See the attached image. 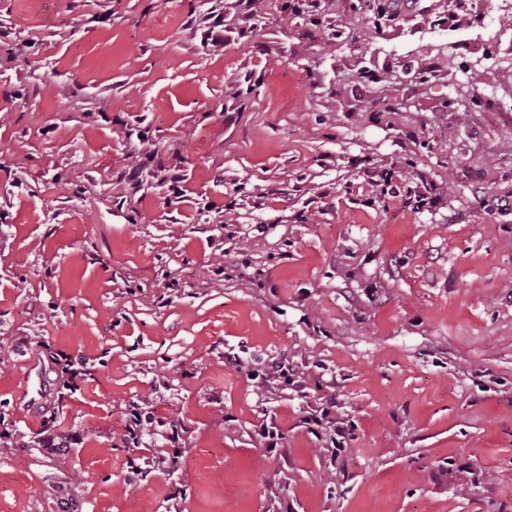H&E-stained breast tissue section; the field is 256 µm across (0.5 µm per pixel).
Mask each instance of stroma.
Instances as JSON below:
<instances>
[{
	"instance_id": "stroma-1",
	"label": "stroma",
	"mask_w": 512,
	"mask_h": 512,
	"mask_svg": "<svg viewBox=\"0 0 512 512\" xmlns=\"http://www.w3.org/2000/svg\"><path fill=\"white\" fill-rule=\"evenodd\" d=\"M5 431L0 512H512V8L0 0ZM155 423L164 426L163 423L155 420L152 412L143 411L141 408L134 409L125 422L126 436L134 442H138L145 435L157 434Z\"/></svg>"
}]
</instances>
